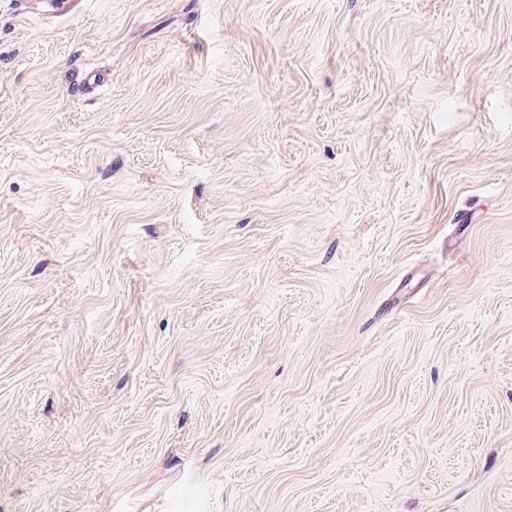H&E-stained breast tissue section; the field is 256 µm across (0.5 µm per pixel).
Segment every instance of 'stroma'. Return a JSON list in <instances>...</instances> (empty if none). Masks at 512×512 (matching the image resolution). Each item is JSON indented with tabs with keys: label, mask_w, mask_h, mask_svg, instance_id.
I'll use <instances>...</instances> for the list:
<instances>
[{
	"label": "stroma",
	"mask_w": 512,
	"mask_h": 512,
	"mask_svg": "<svg viewBox=\"0 0 512 512\" xmlns=\"http://www.w3.org/2000/svg\"><path fill=\"white\" fill-rule=\"evenodd\" d=\"M0 512H512V0H0Z\"/></svg>",
	"instance_id": "obj_1"
}]
</instances>
